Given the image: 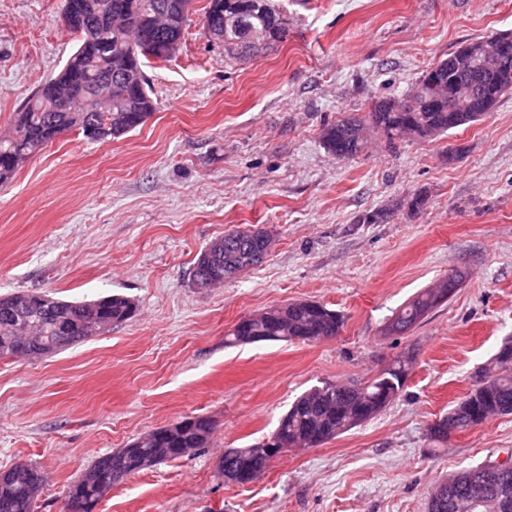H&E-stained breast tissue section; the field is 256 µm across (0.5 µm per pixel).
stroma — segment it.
<instances>
[{"mask_svg": "<svg viewBox=\"0 0 512 512\" xmlns=\"http://www.w3.org/2000/svg\"><path fill=\"white\" fill-rule=\"evenodd\" d=\"M64 0H0V132L76 48ZM286 41L226 56L193 21L145 74L152 117L109 143L55 140L0 187V295L131 298L128 321L61 353L0 359V471L42 468L37 512H60L93 461L189 416L208 448L113 486L97 512H426L448 475L512 460V415L429 428L512 336V92L479 121L339 159L326 126L403 98L467 42L512 31V0H280ZM423 207H413L415 197ZM376 223H366L369 215ZM267 230L263 262L211 290L191 269L229 231ZM457 270L446 303L405 333L385 326ZM311 300L344 318L316 342L228 347L243 317ZM413 356L398 398L317 448L228 484L225 449L270 434L323 381L364 382Z\"/></svg>", "mask_w": 512, "mask_h": 512, "instance_id": "obj_1", "label": "stroma"}]
</instances>
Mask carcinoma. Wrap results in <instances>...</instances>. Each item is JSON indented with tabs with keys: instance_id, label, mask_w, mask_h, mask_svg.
Returning <instances> with one entry per match:
<instances>
[{
	"instance_id": "obj_1",
	"label": "carcinoma",
	"mask_w": 512,
	"mask_h": 512,
	"mask_svg": "<svg viewBox=\"0 0 512 512\" xmlns=\"http://www.w3.org/2000/svg\"><path fill=\"white\" fill-rule=\"evenodd\" d=\"M83 4L88 24L77 35V47L63 67L48 78L12 113L9 131L0 135V186L11 182L19 167L42 151L62 130L77 131L91 142L119 139L137 130L156 111V102L144 72L145 62L170 60L179 50L186 27L192 22L193 0H77ZM203 19L224 29V52L234 58L257 52L288 36V19L273 0H207ZM479 44L470 42L448 54L422 73L401 100H380L367 120L349 118L327 126L322 143L343 159L359 155L367 144V130L381 133L388 142L413 137L430 138L476 121L491 112L512 90V50L491 59L477 57L473 71L455 70L452 60ZM129 71L139 82L125 91L103 94L100 84ZM265 241L249 233L224 240V259L217 265L196 262L192 281L206 278L219 285L252 258L262 263ZM449 295L434 288L419 292L394 315L391 325L402 333L421 321V309L432 311ZM130 298L112 294L91 301H69L49 293L17 292L0 296V358L21 354L40 357L62 352L133 317ZM343 319L319 303L292 301L274 305L240 320L225 337L228 345L254 342H313L339 335ZM412 358L401 356L364 383L325 382L300 395L283 414L278 427L290 448H310L317 440H333L382 412L403 389ZM462 430L488 420L512 415V337L504 339L488 368L478 375L474 388L450 410ZM214 422L193 416L189 425L171 438L158 428L149 441L134 440L107 453L88 467L97 478L84 477L65 491L72 512H95L103 486H113V476H131L153 465L175 461L186 450L207 447ZM224 467L265 471L252 447L224 456ZM44 473L17 464L0 473V512H35V483ZM446 499L453 507H439ZM427 512H512V463L495 469L486 462L448 476L429 496Z\"/></svg>"
}]
</instances>
